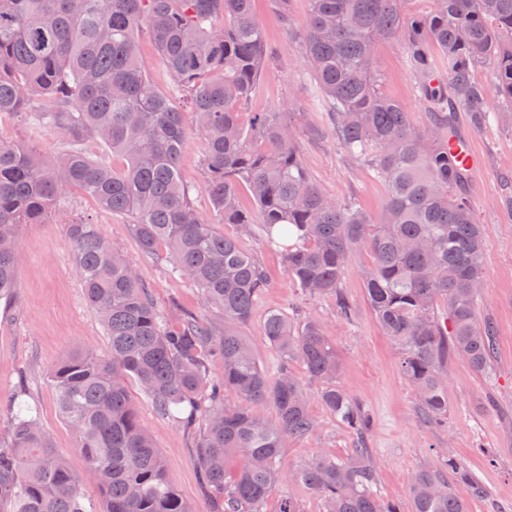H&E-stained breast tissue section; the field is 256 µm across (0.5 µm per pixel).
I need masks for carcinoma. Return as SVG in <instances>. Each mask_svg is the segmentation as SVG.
Wrapping results in <instances>:
<instances>
[{
  "mask_svg": "<svg viewBox=\"0 0 512 512\" xmlns=\"http://www.w3.org/2000/svg\"><path fill=\"white\" fill-rule=\"evenodd\" d=\"M408 0H310L303 49L336 140L387 192L375 216L325 195L308 172L283 112L239 121L266 49L254 0H0V113H23L62 133L72 149L37 154L0 139V299L15 298L17 235L47 221L72 191L131 218L141 251L163 245L169 271L201 293L211 319L185 312L178 325L154 305L137 273L97 225L67 227L73 266L105 330L109 353H75L49 380L59 417L75 436L105 500L104 512H194L170 480L140 424L128 381L161 416L198 431L199 464L211 512H263L279 475L281 450L313 432L316 420L288 362L323 383L322 404L361 438L368 416L337 385L340 361L325 327L268 311L265 336L284 358L276 376L260 365L242 329L268 280L241 242L216 224L262 227L282 249L288 276L310 296L332 295L337 314H354L342 282L352 258L369 250L367 304L400 350L404 376L427 419H448V362L486 372L496 355L493 322L478 318L487 242L469 194L471 172L451 152L456 116L486 121L487 86L512 111V0H437L410 17ZM223 25L216 26L217 20ZM148 29L175 85L160 90L136 49ZM400 41L418 79L426 120L418 124L380 89L379 44ZM196 114L205 190L217 218H204L179 160L183 113ZM98 140L126 158L120 171L74 146ZM247 189L253 207L240 202ZM224 376L208 381L210 361ZM238 398L224 406V394ZM273 406L266 422L254 403ZM470 496L485 489L457 459L445 461ZM293 479L324 501L325 512H402L377 490L373 456L354 448L322 456ZM0 512H85L83 478L55 450L29 406H18L0 438ZM411 512H469L440 473L413 477Z\"/></svg>",
  "mask_w": 512,
  "mask_h": 512,
  "instance_id": "cac0c4a2",
  "label": "carcinoma"
}]
</instances>
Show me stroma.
Here are the masks:
<instances>
[{"label": "stroma", "instance_id": "stroma-1", "mask_svg": "<svg viewBox=\"0 0 512 512\" xmlns=\"http://www.w3.org/2000/svg\"><path fill=\"white\" fill-rule=\"evenodd\" d=\"M307 11L308 0H288L284 7L278 0H255L254 14L270 55L240 119L246 124L256 112H291L303 160L319 188L338 202L354 201L379 213L386 197L383 183L337 143L321 93L309 75L301 48ZM375 62L382 92L399 101L414 121H422L423 104L403 46L382 42ZM487 107L489 121L482 129L473 128L464 112L457 115V128L483 158V169L472 175L470 183L472 204L488 244L477 311L496 326L497 352L492 370L485 375L461 361L449 363L445 425L431 424L422 416L402 373L398 349L366 303L362 271L371 263L368 250L356 253L343 282L344 292L356 306L355 316L346 321L337 317L332 297H302L281 254L263 246L260 227L247 233L235 224L220 225V232L239 238L254 254L270 281L243 334L269 375H276L285 365L303 380L318 423L315 432L283 449L279 477L265 512H277L285 496L297 499L303 512H324L322 500L294 483L291 472L320 455H345L360 442L371 449L377 462L381 496L399 503L404 512L412 507L413 475L442 469L448 454L463 462L486 490V498L473 499L465 485L453 483V491L467 499L470 512H512V215L500 205L501 197L512 191V122L501 112L496 95H489ZM184 124L181 176L193 186L195 204L208 217L212 211L204 187L202 139L193 113H185ZM0 138L26 143L43 153L67 145L54 130L22 122L11 114L0 115ZM75 220L97 224L100 233L126 254L165 316L174 319L184 311L202 316L206 310L197 288L170 275L166 261L142 253L123 217L102 209L80 192H72L46 223L20 227L19 292L11 304L0 302V428L19 399H26L37 407L57 451L73 470L83 472V458L57 414L47 378L49 370L72 352H108L104 328L87 305L73 271L67 226ZM276 306L284 308L296 323L314 319L326 327L341 361L339 383L370 417L364 440H357L323 406L322 386L308 380L302 364L283 362L278 349L266 340L265 315ZM129 390L169 477L197 512H210L211 494L191 434L172 419L157 415L137 384H130Z\"/></svg>", "mask_w": 512, "mask_h": 512}]
</instances>
